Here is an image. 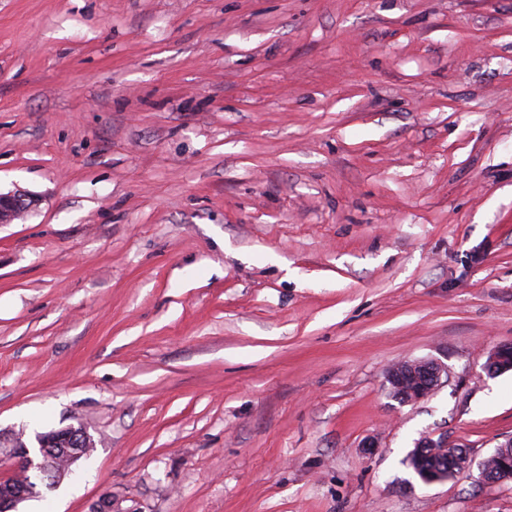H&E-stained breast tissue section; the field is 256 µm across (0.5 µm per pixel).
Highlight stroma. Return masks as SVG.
<instances>
[{"label": "stroma", "mask_w": 512, "mask_h": 512, "mask_svg": "<svg viewBox=\"0 0 512 512\" xmlns=\"http://www.w3.org/2000/svg\"><path fill=\"white\" fill-rule=\"evenodd\" d=\"M16 189L0 447L94 441L20 512H512L403 462L512 437V0H0ZM483 369L490 375L512 369V343L496 347L483 364ZM443 378L448 380V367L436 359L403 360L387 373V382L399 391L397 399L402 400V404H415L428 398L442 384Z\"/></svg>", "instance_id": "stroma-1"}]
</instances>
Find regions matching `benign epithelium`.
Segmentation results:
<instances>
[{"label":"benign epithelium","mask_w":512,"mask_h":512,"mask_svg":"<svg viewBox=\"0 0 512 512\" xmlns=\"http://www.w3.org/2000/svg\"><path fill=\"white\" fill-rule=\"evenodd\" d=\"M35 206L36 200L22 190L0 192V224L11 223ZM483 369L490 375L511 370L512 343L492 350L483 364ZM446 377H448V367L436 359L403 360L388 371L387 382L391 388L399 391L397 399L402 403L415 404L431 396L442 384V379ZM63 437L72 441V447L63 449L67 454L65 465L53 474L47 470L45 460L54 453L53 447ZM36 441L37 451H30L21 442L10 449V455L17 459L18 470L45 474L44 487L52 490L64 478L70 465L81 457L77 449L90 446L91 437L83 430L78 432L68 427L60 431L39 434L36 436ZM449 460V468L426 477V483L446 482L460 474L470 473L474 469L479 472L478 481L480 482L502 484L512 480V467L496 466L499 456L495 451L478 461L471 450L458 447L452 452ZM36 496H38L36 488L23 480L0 481V509L5 512H17L19 504Z\"/></svg>","instance_id":"7a95c632"}]
</instances>
